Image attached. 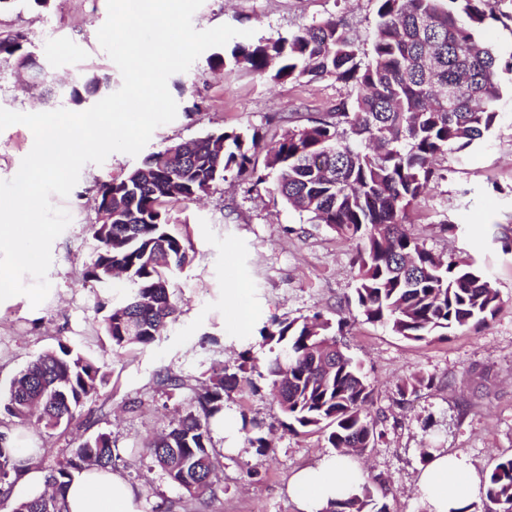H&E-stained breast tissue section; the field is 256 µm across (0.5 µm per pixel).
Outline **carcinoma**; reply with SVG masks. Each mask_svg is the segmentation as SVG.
Here are the masks:
<instances>
[{
    "mask_svg": "<svg viewBox=\"0 0 512 512\" xmlns=\"http://www.w3.org/2000/svg\"><path fill=\"white\" fill-rule=\"evenodd\" d=\"M376 22L363 37L335 16L287 38L232 49L234 65L273 80L331 79L344 93L326 118L288 131L273 145L235 131L175 141L147 155L123 178L100 185L95 202L112 205V225L91 229L95 254L85 278L108 288L116 274L130 286L111 306L102 330L112 345H149L177 312L170 277L190 262V241L168 224L167 203L191 201L236 170L277 172V190L289 206L356 243L355 303L369 323H382L406 339L422 341L486 322L500 308L499 292L478 266L438 259L406 224L409 207L432 184L448 177L438 159L482 139L496 123L501 74L512 73V53L502 56L482 39L496 23L512 22L503 0H375ZM0 56L19 71L36 61L21 37L0 34ZM98 77H76L68 92L97 93ZM337 326L316 312L262 330L277 351L259 376L276 391L290 431L329 427L328 443L344 454L375 445L382 433L369 410L372 390L362 365L346 354ZM198 395L201 411L147 449L156 466L192 500L213 492L219 461L209 420L223 408L224 390L237 385L214 369ZM107 374L79 347L60 339L11 379L3 410L16 425L56 428L70 424L99 395ZM434 385L415 375L397 385L401 399ZM9 433L0 432V505L9 512H68L65 487L74 473L112 467L120 458L112 435L98 432L57 453L47 468L50 491L30 501L11 499L18 475ZM387 482L374 478L334 502L330 512H388ZM483 512H512V455L502 456L484 480Z\"/></svg>",
    "mask_w": 512,
    "mask_h": 512,
    "instance_id": "1",
    "label": "carcinoma"
}]
</instances>
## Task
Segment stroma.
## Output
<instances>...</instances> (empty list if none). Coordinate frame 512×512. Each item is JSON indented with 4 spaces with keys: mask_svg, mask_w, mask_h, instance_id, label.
<instances>
[{
    "mask_svg": "<svg viewBox=\"0 0 512 512\" xmlns=\"http://www.w3.org/2000/svg\"><path fill=\"white\" fill-rule=\"evenodd\" d=\"M375 13V0H204L193 25L250 29L258 42L290 36L334 15L363 34ZM106 18V0L0 5V31L24 35L25 49L54 82L89 73L115 91L121 73L97 39ZM229 52L226 46L210 48L187 72L169 78L177 116L156 128L145 153L208 131L233 130L271 144L288 127L308 126L340 97L328 79L276 82L230 64L216 66L215 55ZM501 81L494 127L444 159L447 181L431 187L409 215L428 249L482 265L502 302L485 325L446 340L413 341L366 322L354 304V243L292 209L275 189V173L259 159L256 172L264 181L254 188L231 171L200 200L170 207L169 222L188 233L193 248L191 262L170 282L179 314L152 344L114 347L101 329L111 296L91 287L84 269L93 257L97 188L141 163L140 157L117 152L103 164H86L68 197L51 198L71 222L56 240L46 300L36 307L22 296L0 302V390L62 338L95 359L109 383L70 427L17 429L0 413V429H14L19 441L48 459L89 434L110 433L120 453L117 468L138 488L143 512H298L288 493L290 476L332 449L327 430L295 434L283 427L269 383L260 376L271 356L261 331L318 311L332 322L349 320L341 341L364 366L372 388L370 412L384 432L357 460L365 477L388 481L389 512H423L416 492L423 449H446L487 475L499 457L512 454V73L502 74ZM69 105L24 91L12 61L0 57V108L35 113ZM33 143L25 125L0 131V179L12 177ZM234 287L246 291L249 320L243 327L224 301ZM219 366L239 379L224 394L223 430L211 432L221 467L213 496L189 505L153 465L146 446L196 403L193 390L169 389L162 377L203 381ZM418 374L436 377V385L399 402L397 384ZM256 435L266 437L268 447H252L249 439Z\"/></svg>",
    "mask_w": 512,
    "mask_h": 512,
    "instance_id": "35a3bbf8",
    "label": "stroma"
}]
</instances>
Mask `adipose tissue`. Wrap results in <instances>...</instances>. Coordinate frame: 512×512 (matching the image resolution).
Masks as SVG:
<instances>
[{
	"label": "adipose tissue",
	"instance_id": "obj_1",
	"mask_svg": "<svg viewBox=\"0 0 512 512\" xmlns=\"http://www.w3.org/2000/svg\"><path fill=\"white\" fill-rule=\"evenodd\" d=\"M362 481L357 463L335 454L294 474L288 491L300 512H330L337 498L357 492ZM417 491L425 512H461L479 501L481 479L462 458L438 449L420 474ZM65 499L68 512H142L137 489L111 469L74 474Z\"/></svg>",
	"mask_w": 512,
	"mask_h": 512
}]
</instances>
